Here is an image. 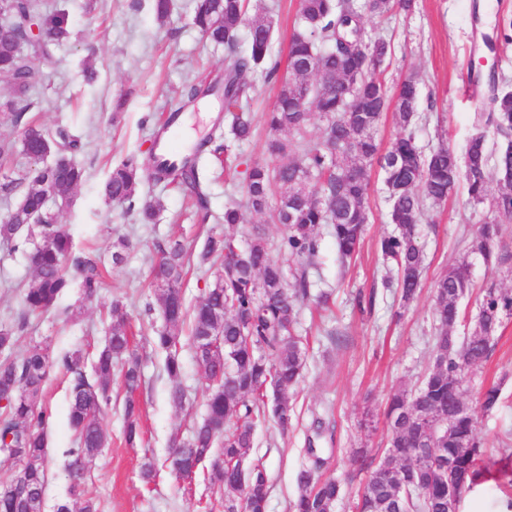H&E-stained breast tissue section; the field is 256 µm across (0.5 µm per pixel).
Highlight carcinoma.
Instances as JSON below:
<instances>
[{
  "instance_id": "cac0c4a2",
  "label": "carcinoma",
  "mask_w": 512,
  "mask_h": 512,
  "mask_svg": "<svg viewBox=\"0 0 512 512\" xmlns=\"http://www.w3.org/2000/svg\"><path fill=\"white\" fill-rule=\"evenodd\" d=\"M6 5L0 12V73L11 80L12 95L0 103V119L19 129V138L0 141V158L6 161L19 154L29 166L0 175V194L18 196L15 208L0 222V246L25 253L33 277L13 320L0 325V455L17 466L10 479L0 481V512H43L46 429L52 419L44 393L54 367L68 377V419L74 432V446L67 452L69 493L80 504L79 512H99L97 502L84 496V478L110 441L100 417L112 402L117 371L125 392V439L131 446L139 440L135 394L142 379L141 361L131 349L126 306L119 299L110 305V336L91 371H86L78 351L53 357L34 347L13 354L17 333L26 329L30 317L54 309L71 288L72 278L78 279L87 301L98 297L105 280L102 258L78 249L71 233L57 223V211L85 177L84 168L71 157L76 140L63 129L27 118L35 104L32 91L40 81L32 57L49 55L51 46L69 38V15L63 10L46 14L45 39L35 43L30 32L42 0H6ZM364 6L384 16L396 7L411 10L413 0H368ZM364 6L359 0H299L286 77L271 56L275 20L263 0H194L192 23L207 42L224 46V139L243 142L253 135L248 76L260 74L279 85L263 118L266 150L276 163H255L247 169L244 191L249 207L258 213L273 210L275 223L286 227L281 247L288 256L311 260L325 228L347 264L364 243L372 215L368 166L379 162L388 220L396 226L378 242L390 266L384 286L396 289L408 303L422 286L418 224L423 199L442 202L462 180L475 203L485 200L492 177L503 184L492 203L494 216L477 227L473 248L488 265L512 262V254L502 247V221L512 220V91L492 90L490 111L478 117L484 130L471 136L461 158L444 140L423 153L411 131L399 134L390 150L379 155L375 132L382 115L391 109L402 127H408L418 106L419 86L411 77L398 93L388 94L382 73L393 47L383 38L366 39L361 25ZM312 111L322 119L314 139L307 131ZM47 144L60 147L62 161L37 162ZM221 151V144H206L193 158L172 162L157 154H128L112 166L104 196L114 205H137L142 220H153L163 209L162 200L139 191L149 170L156 182L176 185L205 220L209 194L200 161L207 153ZM33 224L40 236L35 244L23 235ZM158 253L152 283L165 330L152 337L153 344L165 354L168 376L179 379L181 330L188 325L207 393L206 416L190 438L180 441L169 469L190 494L193 488L185 474L200 462L206 464L209 496L198 499L202 512H266L265 470L255 465L244 475L241 463L254 447V422L272 418L285 433L291 426L290 401L304 379L307 360L306 339L297 330L299 309L311 297V284L303 273L288 284L284 266L271 256L258 230L244 248L224 233L208 236L195 253L178 239L158 245ZM193 260L200 269L218 261L220 269L212 272L213 281L200 300L189 306L182 283ZM472 290L465 263L448 268L435 283L433 362L416 388L399 389L388 398L386 444L370 463L356 512H460L464 493L512 460H485L474 413L456 408L469 371L490 358L494 336L512 319V289L491 279L479 289L473 326L461 336L454 334L461 301ZM500 396V385L485 388L483 411H496ZM234 419L243 424L229 427ZM431 448L438 453L427 455ZM325 464L322 449L308 442L290 512H335L343 490L336 479L322 477Z\"/></svg>"
}]
</instances>
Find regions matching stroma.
Listing matches in <instances>:
<instances>
[{"label": "stroma", "mask_w": 512, "mask_h": 512, "mask_svg": "<svg viewBox=\"0 0 512 512\" xmlns=\"http://www.w3.org/2000/svg\"><path fill=\"white\" fill-rule=\"evenodd\" d=\"M273 11L276 33L273 57L287 63L290 37L299 0H266ZM192 0H173L165 21H158L152 0H45L47 10L70 12L72 35L39 56L35 66L43 75L42 108L33 117L51 128H62L78 140L76 161L86 171L84 182L58 212L78 247L110 255L112 244L126 239L124 263L108 269L102 295L81 303L78 288H71L58 311L31 321L19 333L16 352L32 346L50 354L82 350L92 356L107 334L105 307L119 297L126 304L133 344L142 358L143 380L138 399L143 435L128 445L124 437L120 387L112 389V405L101 423L111 437L94 461L85 482V494L95 499L99 512H199L196 497L184 493L169 470H161L155 484L144 485L139 469L145 455L164 460L173 434L188 435L205 412L206 395L191 345L182 349L183 372L178 383L187 398L176 406L169 393L173 383L163 368L152 338L163 327L157 297L150 286L157 246L178 238L188 247H200L207 234L229 232L247 245L254 227H261L271 247H279L285 229L270 215L247 208L243 189L244 167L270 163L263 124L252 138L231 143L225 161L203 158L210 215L200 223L182 193L172 185L144 179L142 194L160 197L163 211L154 223H143L138 210L106 203L102 185L113 164L126 154L147 152L158 127L169 112L198 117V103L181 104L186 85L223 77L224 50L208 43L191 23ZM369 37L391 41L394 52L384 79L396 91L406 77L419 83L420 98L410 128L417 145L429 151L446 139L456 154H463L474 132V117L487 111L490 84L512 90V0H415L411 12L395 11L383 17L365 15ZM97 69L94 82H85L83 63ZM242 205L243 220L224 226V207ZM367 226L360 255L341 264L336 244L321 233L314 266L307 277L314 290L330 292L328 311L318 313L315 301L301 310L299 329L308 336L307 371L293 399L294 415L288 433L274 421L256 424L250 463L262 465L270 484L268 512H288L297 493L296 472L302 462L307 435L315 419L329 431L315 441L330 464L326 476L338 480L344 500L338 512L361 491L367 474L351 456L356 448L383 447V407L390 391L412 387L432 363V288L460 259H467L476 284L496 277L472 248L478 224L491 215L489 203L469 200L464 186H456L446 202H425L419 223V242L425 255L423 288L413 303L401 307L382 281L388 270L377 252L378 240L394 227L387 218L383 173L371 166ZM32 270L22 253L0 248V322L14 315L20 304L19 285ZM376 293L369 313L360 312L358 295ZM80 308L77 320H67L65 309ZM338 331L332 342L330 331ZM503 382L500 408L478 415V431L493 459L512 453V320L506 321L489 361L475 370L467 386L469 404H476L483 388ZM45 403L53 413L47 428L48 484L43 512L72 504L66 466L73 433L67 422L68 398L64 377L50 373Z\"/></svg>", "instance_id": "35a3bbf8"}]
</instances>
